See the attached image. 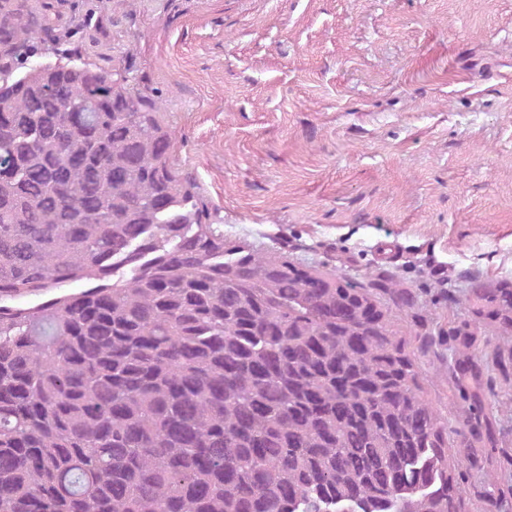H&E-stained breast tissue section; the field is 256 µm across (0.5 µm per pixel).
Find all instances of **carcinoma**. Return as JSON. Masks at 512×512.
I'll use <instances>...</instances> for the list:
<instances>
[{"mask_svg": "<svg viewBox=\"0 0 512 512\" xmlns=\"http://www.w3.org/2000/svg\"><path fill=\"white\" fill-rule=\"evenodd\" d=\"M48 8L0 0V512H467L391 330L413 293L224 240L156 91L31 61ZM469 297L417 350L477 380L480 320L512 364V282Z\"/></svg>", "mask_w": 512, "mask_h": 512, "instance_id": "1", "label": "carcinoma"}]
</instances>
